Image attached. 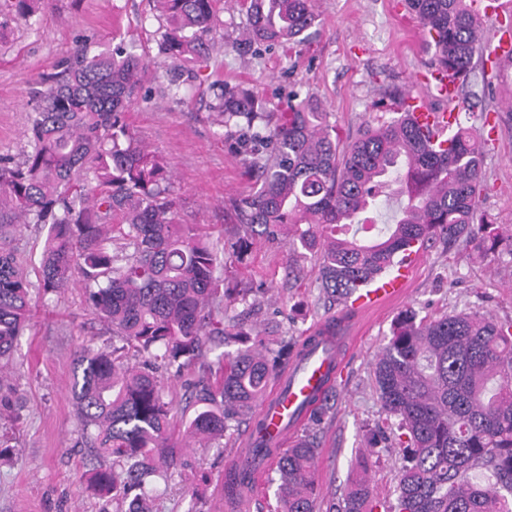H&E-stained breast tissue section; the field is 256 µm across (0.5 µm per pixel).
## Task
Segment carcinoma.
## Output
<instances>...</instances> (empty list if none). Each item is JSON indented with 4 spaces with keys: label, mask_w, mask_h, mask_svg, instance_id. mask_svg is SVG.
<instances>
[{
    "label": "carcinoma",
    "mask_w": 512,
    "mask_h": 512,
    "mask_svg": "<svg viewBox=\"0 0 512 512\" xmlns=\"http://www.w3.org/2000/svg\"><path fill=\"white\" fill-rule=\"evenodd\" d=\"M165 21L159 49L168 58H209L220 0H154ZM245 34L258 45H301L314 23L309 0H236ZM420 20L434 67L468 81L483 62L481 23L469 0H407ZM142 56L135 45L90 53L79 48L39 78L28 129L32 150L16 161L0 156V389L14 344L31 317V284L13 246L23 224L47 233L38 288L58 293L73 270L86 281L88 306L139 353L140 366L121 349L89 344L77 359L73 398L86 446L112 458L92 476L96 490L145 512L149 478L182 467L171 437L173 401H164L156 372L182 377L204 356L207 342L237 345L219 360L222 380L202 376L186 385L205 404L186 433L211 442L237 417L253 416L279 371L284 353L251 337L244 322L218 313L230 300L224 288L226 246L182 219L171 190L168 162L139 145L126 120L140 92ZM179 70L158 76L159 89L179 99ZM220 127L233 128L254 182L228 209L248 233L295 228L291 253L318 256L319 288L341 306L391 272L411 241L473 243L485 253H507L499 228L478 203L485 190V139L460 127L433 142L404 106L390 120L366 122L351 140L336 136L325 113L294 94L282 111L267 109L252 89L212 84ZM392 203L375 234L379 197ZM374 387L401 450L397 497L389 512H512V320L477 312L435 320L409 311L395 322L373 366ZM279 512H317V448L299 436L275 463ZM248 474L225 476L224 498L243 512ZM372 490L353 479L341 502L325 512H373Z\"/></svg>",
    "instance_id": "cac0c4a2"
}]
</instances>
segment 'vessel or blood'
<instances>
[{"instance_id": "b4317fda", "label": "vessel or blood", "mask_w": 512, "mask_h": 512, "mask_svg": "<svg viewBox=\"0 0 512 512\" xmlns=\"http://www.w3.org/2000/svg\"><path fill=\"white\" fill-rule=\"evenodd\" d=\"M412 117L418 124L434 127L441 134L447 133L456 122L454 114L435 112L423 105L413 110ZM421 257L416 246H407L394 272L348 299L349 311L363 315L400 299L406 293ZM351 344V337H341L338 349L329 357L313 353L296 361L273 383L258 410L259 418L267 424L270 446H280L300 433L310 413L321 405L333 386L332 379L327 376L328 364L343 367Z\"/></svg>"}]
</instances>
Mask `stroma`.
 <instances>
[{
    "mask_svg": "<svg viewBox=\"0 0 512 512\" xmlns=\"http://www.w3.org/2000/svg\"><path fill=\"white\" fill-rule=\"evenodd\" d=\"M310 6L317 33L289 51L241 46L245 18L235 0H224V40L180 101L156 92V78L171 61L159 52L153 0H38L31 25L17 20L8 5L0 6V155L18 159L29 151L30 92L60 57L82 46L98 52L134 39L145 68L140 94L127 111L130 130L170 163L187 223L224 241L245 236L244 258L229 253L224 262L227 280L249 283L252 293L229 304L226 314L250 309L252 323L274 350L300 340L330 312L319 297L313 255L289 256L287 233L246 236L239 225L224 221L225 201L250 193L253 182L233 137L215 121V80L252 88L274 106L292 91L310 98L343 139L365 121L393 118L390 93L396 89L435 109H457L461 126L489 136L481 210L512 234V63L498 67L486 61L450 101L430 82L434 50L404 0H310ZM30 296L34 317L15 344L10 387L0 392V512H120L121 503L89 484L92 472L112 460L82 446L72 394L81 348L111 349L112 336L89 309L81 274H73L59 293L34 287ZM406 310L430 318L477 311L512 319V256L433 243L423 249L406 297L360 318L354 350L314 435L325 497H342L364 456L375 512L395 499L401 459L393 441L366 446L368 432L385 421L372 367L393 322ZM247 432L243 419L212 444L186 440L187 466L155 481L150 512H228L224 475Z\"/></svg>",
    "mask_w": 512,
    "mask_h": 512,
    "instance_id": "obj_1",
    "label": "stroma"
}]
</instances>
